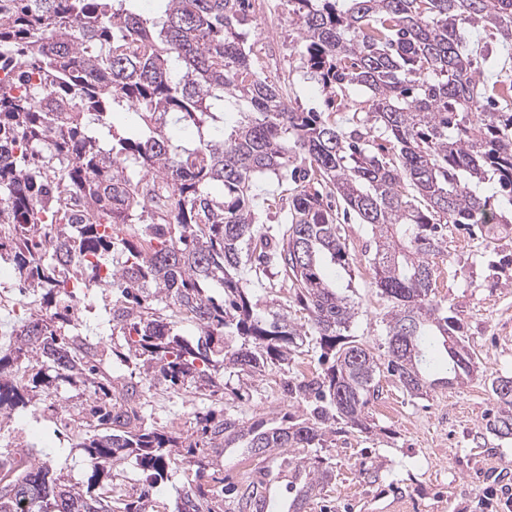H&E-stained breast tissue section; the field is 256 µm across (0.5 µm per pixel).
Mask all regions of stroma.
I'll return each mask as SVG.
<instances>
[{
  "label": "stroma",
  "instance_id": "35a3bbf8",
  "mask_svg": "<svg viewBox=\"0 0 512 512\" xmlns=\"http://www.w3.org/2000/svg\"><path fill=\"white\" fill-rule=\"evenodd\" d=\"M246 31L249 42L263 52L265 76L280 88L287 104L344 124L343 113L332 109L328 93L304 73L303 44L284 0H255ZM466 40L478 54L487 56L483 67L487 81L512 79V45L480 28L469 30ZM255 192L262 222L277 227L287 203L275 176L259 177ZM340 234L353 262L347 271L329 266L327 274L331 281L349 284L358 308L350 338L369 347L384 367L385 318L391 304L377 288L369 266L371 229L349 222L341 225ZM432 262L436 294L445 299L449 314L463 323L466 341L478 357L476 373L445 384L446 354L434 352L428 376L435 384L418 398L382 370L367 407L370 431L359 433L344 426L329 436L326 455L334 475L306 512H512V437L497 436L487 427L502 409L490 382L512 377V226L491 237L478 224L449 225L443 251ZM240 276L261 309L304 323L305 312L296 303L288 278L272 270L258 275L247 265ZM110 298V293L97 289L80 301V330L87 339L120 349L125 340L113 333L105 313ZM320 355L315 336L309 335L289 365L268 366L254 377L226 372L224 410L248 425L303 422L310 406L293 399L287 383L319 372ZM112 374L141 383L153 419L185 436L192 432L193 413L211 404L200 391L184 393L151 385L130 366L113 364ZM0 428L5 431L0 457L24 447L33 458L49 460L68 483H85L86 458L71 450L47 402L15 413Z\"/></svg>",
  "mask_w": 512,
  "mask_h": 512
}]
</instances>
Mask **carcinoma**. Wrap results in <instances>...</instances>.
Here are the masks:
<instances>
[{
  "label": "carcinoma",
  "instance_id": "obj_1",
  "mask_svg": "<svg viewBox=\"0 0 512 512\" xmlns=\"http://www.w3.org/2000/svg\"><path fill=\"white\" fill-rule=\"evenodd\" d=\"M127 2L0 0V237L10 242L0 261L14 264L38 305L14 345L0 348V421L39 392L93 393L62 419L87 458L86 486L43 461H0V512H153V490L181 466L193 479L176 512H274L279 483L293 494L288 512H302L333 476L314 450L338 421L366 428L380 371L369 348L343 340L354 304L320 263L348 265L346 244L338 213L308 185H331L344 213L371 228L369 264L392 302L387 369L406 392L433 386L439 338L448 374L472 373L464 326L444 313L429 257L449 224H512V211L476 191L491 181L512 204V100L480 81L465 38L481 27L512 41V0H286L304 65L348 111L346 128L285 105L261 76L244 33L251 0H161L152 19ZM352 87L368 93L360 107ZM242 102L249 111L225 129L224 113ZM117 111L145 128L104 137ZM172 127L193 128L196 140L177 143ZM378 134L391 144L382 153L372 149ZM262 174L293 184L274 247L252 193ZM119 246L128 258L115 271L108 257ZM245 248L255 267L282 268L328 366L291 386L312 402L311 419L264 429L207 408L194 413L186 443L148 422L138 384L116 389L99 344L69 333L75 300L110 289L108 321L125 336L119 357L142 362L158 385L219 401L224 369L254 376L286 364L301 336L288 314L262 316L236 279ZM213 286L222 300L208 294ZM159 305L199 338L174 333ZM25 359L38 370L20 379ZM492 392L508 410L489 429L511 436L512 378ZM242 442L259 466L226 486L212 455ZM131 455L143 478L116 502L106 486Z\"/></svg>",
  "mask_w": 512,
  "mask_h": 512
}]
</instances>
